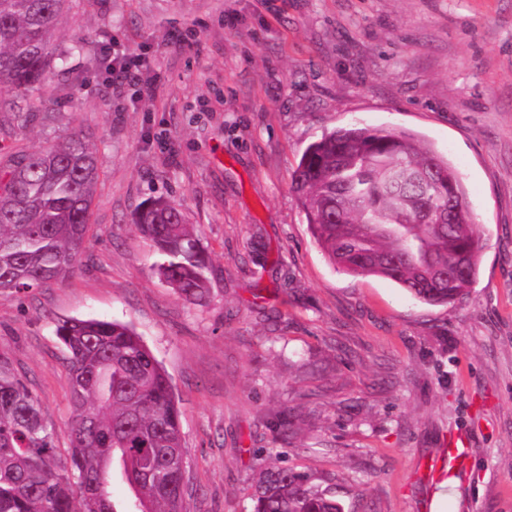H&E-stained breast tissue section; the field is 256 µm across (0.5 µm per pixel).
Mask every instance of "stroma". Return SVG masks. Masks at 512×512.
<instances>
[{
  "mask_svg": "<svg viewBox=\"0 0 512 512\" xmlns=\"http://www.w3.org/2000/svg\"><path fill=\"white\" fill-rule=\"evenodd\" d=\"M81 42L0 161L82 131L98 147L86 249L66 281L0 294V354L70 463L67 318L129 325L167 373L184 512H250L261 466L332 488L344 512H512V0H70ZM142 65L118 89L101 57ZM414 134L457 172L479 241L463 299L431 306L332 266L291 186L303 150L354 124ZM165 197L209 257L190 303L133 223ZM470 466L420 478L448 437Z\"/></svg>",
  "mask_w": 512,
  "mask_h": 512,
  "instance_id": "1",
  "label": "stroma"
}]
</instances>
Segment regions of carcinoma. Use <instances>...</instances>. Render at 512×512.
Instances as JSON below:
<instances>
[{"mask_svg":"<svg viewBox=\"0 0 512 512\" xmlns=\"http://www.w3.org/2000/svg\"><path fill=\"white\" fill-rule=\"evenodd\" d=\"M67 0H0V83L18 93L21 129L39 105ZM96 151L78 132L0 167V292L64 281L84 253L98 182ZM312 236L330 264L377 276L431 305L465 294L477 274L478 240L456 171L412 134L333 130L309 145L292 175ZM135 226L155 243L158 274L188 302L207 293L208 258L179 208L158 198ZM69 352L71 465L55 463L53 432L26 385L0 356V512H114L112 467L138 512H182L185 450L169 377L128 325L58 321ZM252 512H343L301 474L263 469Z\"/></svg>","mask_w":512,"mask_h":512,"instance_id":"cac0c4a2","label":"carcinoma"}]
</instances>
